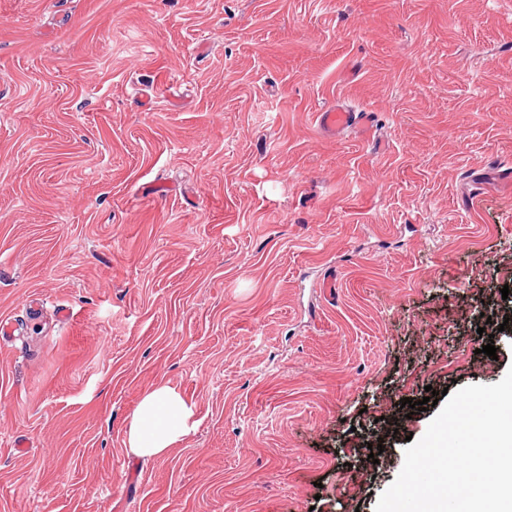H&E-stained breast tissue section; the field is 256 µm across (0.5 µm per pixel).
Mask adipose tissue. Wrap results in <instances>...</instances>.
Instances as JSON below:
<instances>
[{"instance_id":"obj_1","label":"adipose tissue","mask_w":512,"mask_h":512,"mask_svg":"<svg viewBox=\"0 0 512 512\" xmlns=\"http://www.w3.org/2000/svg\"><path fill=\"white\" fill-rule=\"evenodd\" d=\"M195 424L193 404L162 385L141 397L127 427L126 446L137 457H159L180 444Z\"/></svg>"}]
</instances>
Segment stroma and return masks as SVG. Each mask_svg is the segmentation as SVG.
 <instances>
[{
  "label": "stroma",
  "mask_w": 512,
  "mask_h": 512,
  "mask_svg": "<svg viewBox=\"0 0 512 512\" xmlns=\"http://www.w3.org/2000/svg\"><path fill=\"white\" fill-rule=\"evenodd\" d=\"M500 166L512 0H0V512H375L512 367ZM367 122V112H356L341 100L316 113L318 129L329 137H338L355 128H367ZM195 424L194 405L173 387L161 385L141 397L127 427L126 446L137 457H159L180 444Z\"/></svg>",
  "instance_id": "obj_1"
}]
</instances>
